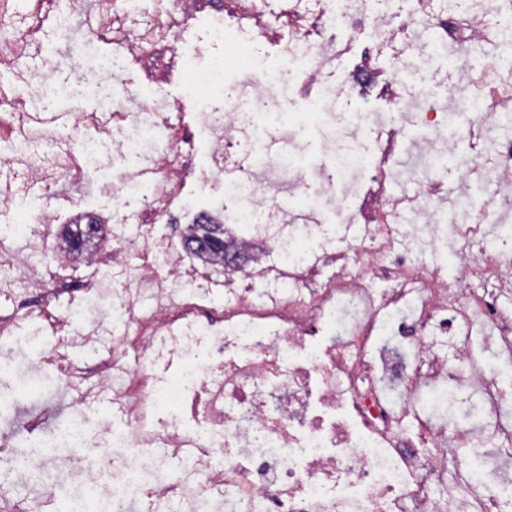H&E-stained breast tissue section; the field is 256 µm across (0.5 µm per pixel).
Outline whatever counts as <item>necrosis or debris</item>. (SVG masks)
I'll return each mask as SVG.
<instances>
[{
  "label": "necrosis or debris",
  "mask_w": 512,
  "mask_h": 512,
  "mask_svg": "<svg viewBox=\"0 0 512 512\" xmlns=\"http://www.w3.org/2000/svg\"><path fill=\"white\" fill-rule=\"evenodd\" d=\"M408 3L420 26L397 22V0H224L213 16V34L232 42L224 66L237 78L223 110L198 98L191 106L212 135L207 175L223 187V302L211 297L215 263L187 264L151 235L150 220L174 216L190 174L193 142L167 105L134 115L136 125L167 131L151 161L128 133L114 136L123 171L106 190L123 218L82 263L48 251L39 227L54 216L39 214L24 230L6 222L18 198L0 190V412L17 409L9 382L18 374L52 370L55 387L22 426H0V512H512V0ZM198 5L171 0L116 31L112 16L126 4L102 0L89 34L134 54L178 36ZM368 24L379 43L335 86L330 62ZM273 36L307 85L364 98L383 87L398 117L331 113L338 130L325 158L308 165L309 180L296 179L301 146L270 116L282 106L280 77L249 60L251 42ZM451 37L486 61L480 80L448 90L470 99L457 140L479 141L461 172L462 222L441 210L455 145L430 132L444 114L417 108L399 71L382 67L417 50L445 53ZM411 129L427 132L414 186L393 195ZM45 140L60 152L31 161ZM94 160L62 130L24 128L0 166L22 186L63 174L81 194ZM309 181L319 201L290 211L284 188ZM336 212L346 221L326 223ZM132 218L141 222L135 239ZM83 264L106 267L90 292L111 298L131 331L117 336L106 317L80 322L40 306L50 347L18 361L21 302L72 283ZM328 264L336 272L321 279ZM78 347L100 366L75 361ZM183 358L191 365L170 388L159 368ZM103 392L123 424L91 443L82 409ZM60 398L70 414L42 442L53 456L20 457V433L38 432ZM173 399L177 412L161 417ZM89 443L93 457L79 455Z\"/></svg>",
  "instance_id": "necrosis-or-debris-1"
}]
</instances>
